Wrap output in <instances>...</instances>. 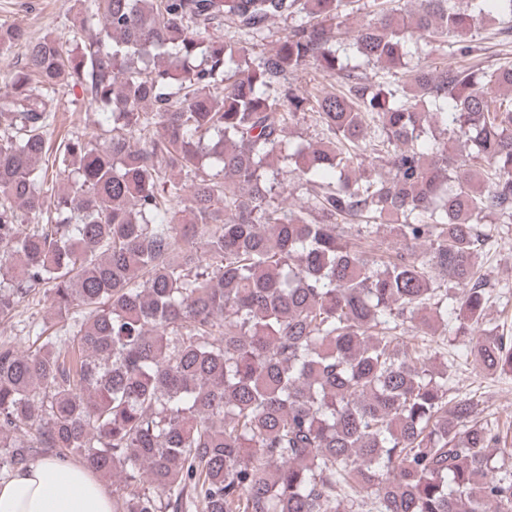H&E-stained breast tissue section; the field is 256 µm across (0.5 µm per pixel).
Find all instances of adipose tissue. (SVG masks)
Here are the masks:
<instances>
[{
  "mask_svg": "<svg viewBox=\"0 0 512 512\" xmlns=\"http://www.w3.org/2000/svg\"><path fill=\"white\" fill-rule=\"evenodd\" d=\"M0 512H113L106 487L85 466L40 458L0 480Z\"/></svg>",
  "mask_w": 512,
  "mask_h": 512,
  "instance_id": "obj_1",
  "label": "adipose tissue"
}]
</instances>
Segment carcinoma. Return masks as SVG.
Returning a JSON list of instances; mask_svg holds the SVG:
<instances>
[{
  "mask_svg": "<svg viewBox=\"0 0 512 512\" xmlns=\"http://www.w3.org/2000/svg\"><path fill=\"white\" fill-rule=\"evenodd\" d=\"M78 2L68 54L0 26L27 48L0 90V318L44 288L59 323L0 343V474L78 459L119 478L114 512H512V424L450 393L435 340L512 372L481 274L484 218L512 223V67L404 51L469 52L488 15L512 36V0H366L353 54L333 32L355 0ZM276 18L255 60L210 36ZM308 68L343 88L300 91ZM70 88L112 128L54 144L47 97ZM308 113L332 137L294 144ZM278 153L309 219L275 199ZM383 153L388 176H349ZM383 227L397 247H366ZM290 24V20H276L274 21L268 28H266L264 35L262 37H256L252 39L251 36L244 33H235L237 37H239L242 41H246L249 44H257L255 47V51L257 53L260 52H268L276 47L277 42L280 38H282L285 33L288 31V25Z\"/></svg>",
  "mask_w": 512,
  "mask_h": 512,
  "instance_id": "carcinoma-1",
  "label": "carcinoma"
}]
</instances>
